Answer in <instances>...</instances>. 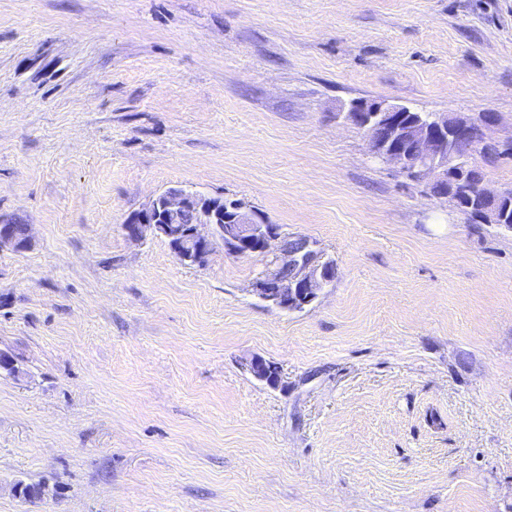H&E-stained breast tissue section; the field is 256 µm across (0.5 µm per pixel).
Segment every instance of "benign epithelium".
<instances>
[{"instance_id": "obj_1", "label": "benign epithelium", "mask_w": 512, "mask_h": 512, "mask_svg": "<svg viewBox=\"0 0 512 512\" xmlns=\"http://www.w3.org/2000/svg\"><path fill=\"white\" fill-rule=\"evenodd\" d=\"M414 108L384 100H356L340 117L363 130L370 155L398 170L408 179L426 186L436 182L459 183L464 171L475 165L474 154L489 148L500 149L490 137L495 116L479 119L456 113L423 114L416 120L410 138L401 136L404 113ZM458 191L472 199L470 208L483 224H502L505 220L495 204L512 194L493 189L481 182L474 189ZM231 217L224 223V205L213 196L184 186H173L156 196L123 225L134 240L163 238L185 266H202L217 243L239 256L260 255L270 258L273 269L260 277L255 294L281 310L300 312L310 306L320 291L332 282L327 268L333 265L316 243L301 235L283 234L275 224L267 223L247 204L237 200L229 204ZM196 214L193 224L182 223L184 212ZM29 241H18L10 225L0 224V250L23 251Z\"/></svg>"}]
</instances>
